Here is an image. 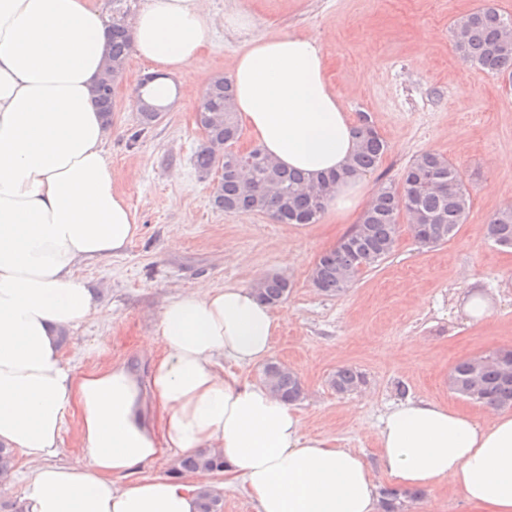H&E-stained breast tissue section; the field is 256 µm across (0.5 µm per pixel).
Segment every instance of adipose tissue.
<instances>
[{"instance_id":"adipose-tissue-1","label":"adipose tissue","mask_w":512,"mask_h":512,"mask_svg":"<svg viewBox=\"0 0 512 512\" xmlns=\"http://www.w3.org/2000/svg\"><path fill=\"white\" fill-rule=\"evenodd\" d=\"M204 0H146L132 49L161 75L189 78L206 45ZM110 55L97 0H0V446L30 464L28 512H197L200 484L150 477L163 453L218 448L255 512H378L357 453L304 429L263 384L226 373L268 358L278 327L251 287H201L166 299L144 351L148 376L110 363L74 373L60 334L100 306L76 275L118 256L138 226L104 146L94 104ZM236 112L262 150L310 177L341 171L354 122L327 77L321 43L298 33L251 38L234 58ZM83 462L58 465L66 417ZM381 470L400 489L452 479L473 512H512V413L491 420L437 402L393 403L378 429Z\"/></svg>"}]
</instances>
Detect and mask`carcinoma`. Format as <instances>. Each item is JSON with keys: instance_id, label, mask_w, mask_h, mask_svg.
<instances>
[{"instance_id": "obj_1", "label": "carcinoma", "mask_w": 512, "mask_h": 512, "mask_svg": "<svg viewBox=\"0 0 512 512\" xmlns=\"http://www.w3.org/2000/svg\"><path fill=\"white\" fill-rule=\"evenodd\" d=\"M135 0H112V80L118 81L131 55V36L127 17ZM455 51L481 70L495 76L512 77V18L492 9L476 10L462 18L452 30ZM233 80L222 75L209 84L196 111L207 119L206 139L193 156L199 177H210L222 169L219 184L212 193V205L224 212L262 213L279 224H315L324 213L337 182L356 172L379 166L387 151L385 140L371 124L368 115H359L354 134L356 149L345 172L307 179L289 171L261 148L257 162L243 168L246 157L234 145L241 137V126L233 108ZM160 104L143 101L139 123L144 129L158 121ZM471 197L458 167L447 157L426 152L416 157L398 182L378 187L359 221L336 245L316 260L311 281L327 295H341L352 286L361 271L373 268L393 252L400 216L407 217L411 232L423 246H436L453 238L470 213ZM496 244L512 248V206L497 211L487 224ZM259 298L270 306L282 303L291 290L290 281L281 275H266L255 283ZM501 350L457 362L448 381L468 384L475 380L480 390L473 401L496 408L512 406V378L501 374L497 355ZM262 381L288 403L302 399L301 381L295 371L279 362L266 364ZM363 383V376L350 367L336 369L330 378L338 393H350ZM224 469V456L218 448H201L178 458L171 473L211 474ZM419 491H383L384 512H398L401 498H419ZM199 512H224L221 495L205 486L198 496Z\"/></svg>"}]
</instances>
